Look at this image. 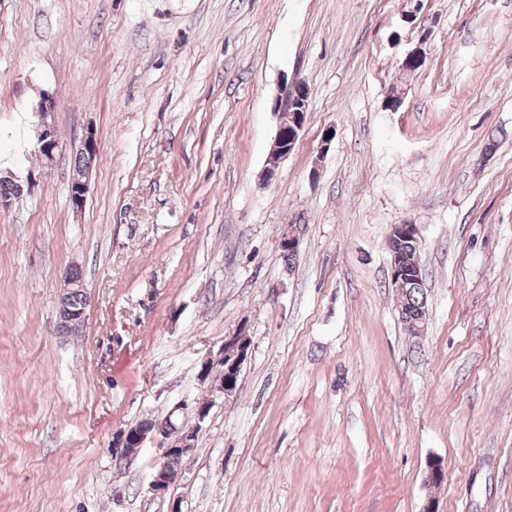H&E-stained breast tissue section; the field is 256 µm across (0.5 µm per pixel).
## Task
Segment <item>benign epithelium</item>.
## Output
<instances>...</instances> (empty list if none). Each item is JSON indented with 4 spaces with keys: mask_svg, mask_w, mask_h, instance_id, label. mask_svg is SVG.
Segmentation results:
<instances>
[{
    "mask_svg": "<svg viewBox=\"0 0 512 512\" xmlns=\"http://www.w3.org/2000/svg\"><path fill=\"white\" fill-rule=\"evenodd\" d=\"M310 90L308 86L298 80L284 87L282 92L274 99L273 111L288 116V132H283V127H278L270 150L266 172L271 177L277 171L281 161L295 148L300 133L304 128L309 106ZM40 152L47 162H52L54 150L57 146L54 131L48 127L43 128L38 135ZM100 138L95 129L88 128L79 142L77 153L84 156H96L99 152ZM90 170H85L79 176L72 178L69 188V198L74 209L80 210L86 203L88 178ZM401 240L415 239L419 237V227L416 224L393 225L389 241L394 238ZM419 275L418 261L410 257H403L398 252H392L390 262V283L396 292L400 293L406 286ZM83 288V283L73 279L71 275L65 276L63 293L58 302L57 314L64 317L58 324H72L77 322L78 313L68 309L70 293ZM250 351V340L242 333H237L224 338V343L214 356H207L201 363L199 380L209 382V389L222 396L230 397L237 388V379L243 363ZM150 437L158 438L159 458L153 469L152 480L149 489L153 495L162 497L167 492L171 480L166 474L164 461L170 455H189L195 445V431H190L181 439L170 444L167 442L164 423L160 422L149 432L138 424H133L116 432L112 439V453L119 455L122 449L133 443L136 447L143 446Z\"/></svg>",
    "mask_w": 512,
    "mask_h": 512,
    "instance_id": "benign-epithelium-1",
    "label": "benign epithelium"
}]
</instances>
